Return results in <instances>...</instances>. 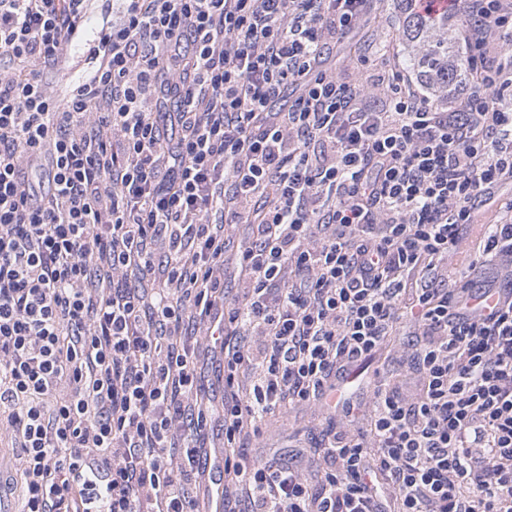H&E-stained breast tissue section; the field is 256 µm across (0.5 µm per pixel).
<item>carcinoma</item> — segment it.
Masks as SVG:
<instances>
[{"label":"carcinoma","instance_id":"obj_1","mask_svg":"<svg viewBox=\"0 0 512 512\" xmlns=\"http://www.w3.org/2000/svg\"><path fill=\"white\" fill-rule=\"evenodd\" d=\"M403 11L405 39L417 47V67L427 85L449 86L466 69L467 58L448 59V16L425 17L419 14L412 0H400Z\"/></svg>","mask_w":512,"mask_h":512}]
</instances>
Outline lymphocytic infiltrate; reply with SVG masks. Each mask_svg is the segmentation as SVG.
Here are the masks:
<instances>
[{
  "instance_id": "1",
  "label": "lymphocytic infiltrate",
  "mask_w": 512,
  "mask_h": 512,
  "mask_svg": "<svg viewBox=\"0 0 512 512\" xmlns=\"http://www.w3.org/2000/svg\"><path fill=\"white\" fill-rule=\"evenodd\" d=\"M89 2L0 0L16 62L0 69V414L24 512H196L193 440L216 419L226 512H512V200L474 251L499 286L453 264L512 183V9L452 0L471 84L448 109L400 69L327 67L368 0H117L103 25ZM82 47L91 66L49 89L44 69ZM163 241L149 296L126 276L153 274ZM494 289L504 303L472 315ZM401 328L415 389L375 384L369 430L349 404L313 467L240 452ZM199 331L223 336L218 408L197 385ZM252 228L248 224L238 226L235 234L230 238L226 253L224 254V298L233 300L240 293L239 280L235 271V256L241 241L251 236Z\"/></svg>"
}]
</instances>
